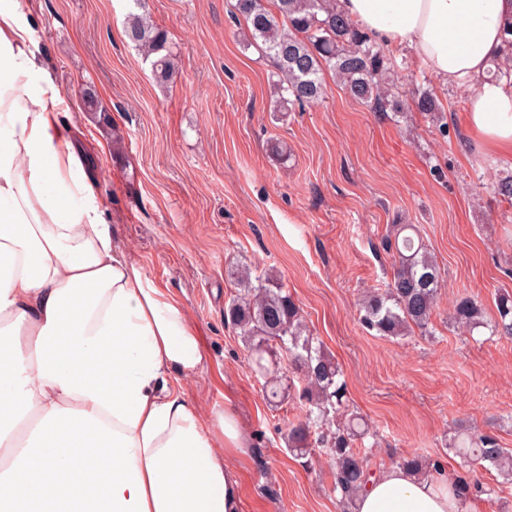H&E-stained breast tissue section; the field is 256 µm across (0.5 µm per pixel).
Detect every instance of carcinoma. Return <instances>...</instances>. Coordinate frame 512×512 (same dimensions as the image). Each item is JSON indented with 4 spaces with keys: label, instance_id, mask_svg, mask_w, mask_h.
Listing matches in <instances>:
<instances>
[{
    "label": "carcinoma",
    "instance_id": "cac0c4a2",
    "mask_svg": "<svg viewBox=\"0 0 512 512\" xmlns=\"http://www.w3.org/2000/svg\"><path fill=\"white\" fill-rule=\"evenodd\" d=\"M231 13L246 23L247 44L257 45L275 65L274 81L283 110L288 105L320 103L325 95L323 74L336 76L354 99L401 116L414 109L433 122L443 137L448 125L441 122L444 105L430 87L403 90L398 80L403 68L395 55L374 43L337 8V0H234ZM125 34L148 62L154 82L165 87L178 75L177 52L166 30L151 24L142 14L129 13ZM504 51L493 61L491 78L512 85V20L503 28ZM410 224H395L383 240V249L394 258L393 274L385 288L364 295L359 307L361 326L380 336L399 338L417 328L427 330L438 306L444 280L434 257L422 240L404 234ZM239 291L224 307V320L245 340L250 366L265 379V398L278 405L287 388L278 380V356L284 354L301 384L299 399L305 402L303 418L289 427L288 450L298 458L311 454L309 438L319 433L322 448L336 467L339 504L359 492L368 481L365 440L375 436L369 423L349 409L347 383L341 366L304 322L294 297L266 275L229 271ZM497 314L485 320L481 301L473 295L457 297L454 326L471 333L486 328L490 335L512 339V294H499ZM448 450L468 463L458 477L460 492L480 500H493L497 490L477 476V468L494 469L512 481V449L492 435L457 432ZM399 464L429 475L441 465L438 459L412 455Z\"/></svg>",
    "mask_w": 512,
    "mask_h": 512
}]
</instances>
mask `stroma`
Masks as SVG:
<instances>
[{"mask_svg": "<svg viewBox=\"0 0 512 512\" xmlns=\"http://www.w3.org/2000/svg\"><path fill=\"white\" fill-rule=\"evenodd\" d=\"M229 0H146L179 55L162 88L125 36L132 0H26L34 50L59 89L86 168L112 213L114 242L178 299L202 367L182 387L204 417L233 403L247 438L232 457L242 512H339L334 467L288 451L297 396L272 406L237 330L224 322L229 268L275 273L342 367L350 405L373 426L369 468L420 454L452 467L455 423L512 448V340L466 334L450 315L478 296L486 317L512 293V205L493 185L512 159L471 139L466 96L439 87L409 48L407 85L440 89L447 136L420 113L397 118L326 80L323 103L275 111L273 63L243 40ZM94 89L99 109H83ZM413 224L445 286L430 335L386 338L358 322L363 292L384 287L393 259L381 242Z\"/></svg>", "mask_w": 512, "mask_h": 512, "instance_id": "stroma-1", "label": "stroma"}]
</instances>
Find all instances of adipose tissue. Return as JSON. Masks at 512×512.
Returning <instances> with one entry per match:
<instances>
[{
  "instance_id": "1",
  "label": "adipose tissue",
  "mask_w": 512,
  "mask_h": 512,
  "mask_svg": "<svg viewBox=\"0 0 512 512\" xmlns=\"http://www.w3.org/2000/svg\"><path fill=\"white\" fill-rule=\"evenodd\" d=\"M338 3L464 89L474 138L512 158V86L487 76L512 0ZM31 37L21 0H0V512H239L236 410L206 419L185 397L202 364L194 328L114 244ZM98 358L108 371L82 379L77 364ZM457 479L384 464L348 510L477 512Z\"/></svg>"
}]
</instances>
